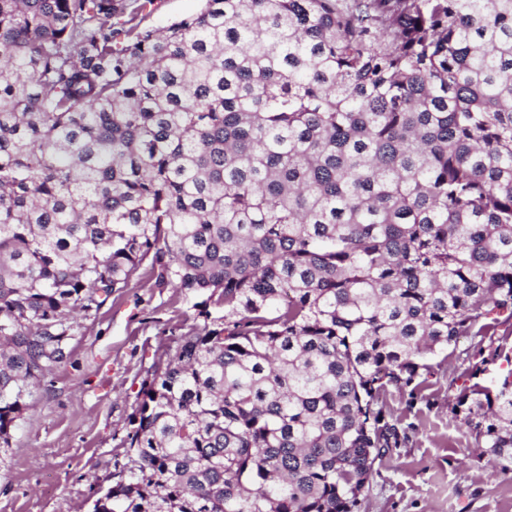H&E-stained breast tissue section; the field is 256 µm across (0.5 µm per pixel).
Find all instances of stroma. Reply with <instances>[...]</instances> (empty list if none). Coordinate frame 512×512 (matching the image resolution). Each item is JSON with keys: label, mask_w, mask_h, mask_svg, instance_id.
<instances>
[{"label": "stroma", "mask_w": 512, "mask_h": 512, "mask_svg": "<svg viewBox=\"0 0 512 512\" xmlns=\"http://www.w3.org/2000/svg\"><path fill=\"white\" fill-rule=\"evenodd\" d=\"M194 317L192 299L146 272L96 315L77 316L70 362L44 379L13 433L0 512H90L124 460L143 381ZM471 383L451 358L424 388L387 396L407 440L378 466L360 512H512V473L472 454L466 428L448 419L449 396Z\"/></svg>", "instance_id": "stroma-1"}]
</instances>
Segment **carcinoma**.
I'll return each instance as SVG.
<instances>
[{"mask_svg":"<svg viewBox=\"0 0 512 512\" xmlns=\"http://www.w3.org/2000/svg\"><path fill=\"white\" fill-rule=\"evenodd\" d=\"M0 0V464L74 313L202 325L92 512H358L383 396L512 319V0ZM512 472V370L448 404ZM203 4L202 0H154L144 11L149 14L145 23L161 29L174 19L199 12Z\"/></svg>","mask_w":512,"mask_h":512,"instance_id":"cac0c4a2","label":"carcinoma"}]
</instances>
